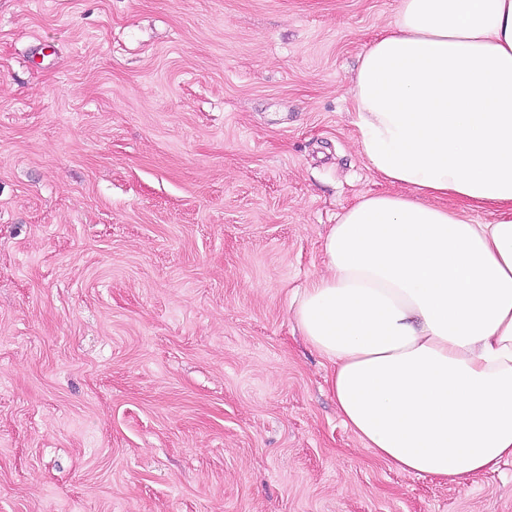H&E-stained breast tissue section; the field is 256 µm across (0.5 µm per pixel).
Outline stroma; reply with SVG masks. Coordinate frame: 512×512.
<instances>
[{
    "mask_svg": "<svg viewBox=\"0 0 512 512\" xmlns=\"http://www.w3.org/2000/svg\"><path fill=\"white\" fill-rule=\"evenodd\" d=\"M397 0H0V512H512L400 472L292 317L389 186L349 90Z\"/></svg>",
    "mask_w": 512,
    "mask_h": 512,
    "instance_id": "1",
    "label": "stroma"
}]
</instances>
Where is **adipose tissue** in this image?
Segmentation results:
<instances>
[{"label":"adipose tissue","mask_w":512,"mask_h":512,"mask_svg":"<svg viewBox=\"0 0 512 512\" xmlns=\"http://www.w3.org/2000/svg\"><path fill=\"white\" fill-rule=\"evenodd\" d=\"M351 99L394 190L338 214L293 317L362 444L461 485L512 461V0H398Z\"/></svg>","instance_id":"adipose-tissue-1"}]
</instances>
